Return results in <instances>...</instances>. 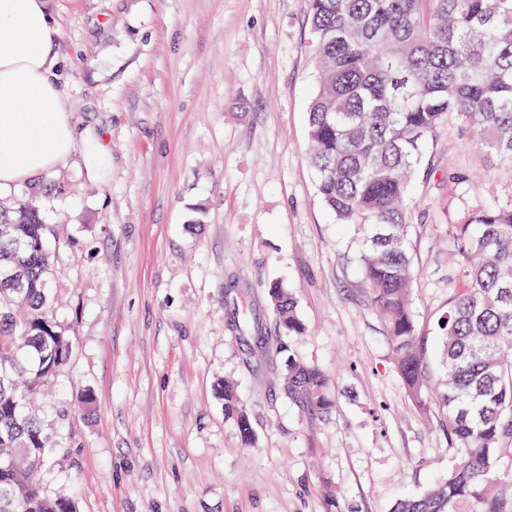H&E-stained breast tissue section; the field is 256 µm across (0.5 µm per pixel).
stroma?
Listing matches in <instances>:
<instances>
[{
    "label": "stroma",
    "mask_w": 512,
    "mask_h": 512,
    "mask_svg": "<svg viewBox=\"0 0 512 512\" xmlns=\"http://www.w3.org/2000/svg\"><path fill=\"white\" fill-rule=\"evenodd\" d=\"M47 7L77 147L0 196L64 227L49 242L53 317L74 351L37 400L55 442L47 494L77 512H391L442 477L456 453L396 372L353 229L316 193L310 0ZM94 138L111 155L100 180L88 175ZM475 153L440 130L413 187L415 322L435 379L459 208L436 182ZM274 283L305 325L295 351L328 376L325 419L284 393ZM223 379L248 411L249 447L224 415Z\"/></svg>",
    "instance_id": "35a3bbf8"
}]
</instances>
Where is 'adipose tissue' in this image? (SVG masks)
<instances>
[{
    "instance_id": "ef3b65f1",
    "label": "adipose tissue",
    "mask_w": 512,
    "mask_h": 512,
    "mask_svg": "<svg viewBox=\"0 0 512 512\" xmlns=\"http://www.w3.org/2000/svg\"><path fill=\"white\" fill-rule=\"evenodd\" d=\"M55 37L45 0H0V193L75 151L68 100L51 80Z\"/></svg>"
}]
</instances>
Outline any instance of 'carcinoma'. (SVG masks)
I'll return each mask as SVG.
<instances>
[{
	"label": "carcinoma",
	"mask_w": 512,
	"mask_h": 512,
	"mask_svg": "<svg viewBox=\"0 0 512 512\" xmlns=\"http://www.w3.org/2000/svg\"><path fill=\"white\" fill-rule=\"evenodd\" d=\"M318 88L307 112L310 165L321 201L360 238L358 261L411 400L441 414L456 463L393 512H512V197L448 165L463 208L449 234L448 311L440 325L442 388L431 389L418 336L407 251L412 179L429 138L446 126L512 171V0H311ZM53 228L29 203L0 207V512H76L35 475L51 436L35 399L72 356L53 319ZM287 354L283 389L318 420L334 408L325 372L297 357L304 324L295 298L269 287ZM224 415L252 442L235 384L218 385Z\"/></svg>",
	"instance_id": "cac0c4a2"
}]
</instances>
